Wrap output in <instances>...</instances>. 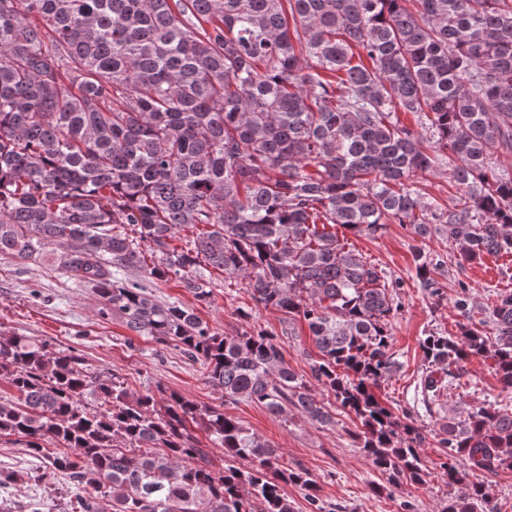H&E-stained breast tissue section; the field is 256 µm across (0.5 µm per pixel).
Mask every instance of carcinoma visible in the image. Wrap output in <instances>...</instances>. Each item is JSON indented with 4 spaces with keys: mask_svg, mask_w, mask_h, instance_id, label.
Masks as SVG:
<instances>
[{
    "mask_svg": "<svg viewBox=\"0 0 512 512\" xmlns=\"http://www.w3.org/2000/svg\"><path fill=\"white\" fill-rule=\"evenodd\" d=\"M511 155L512 0H0V256L92 289L102 317L200 361L222 398L202 405L159 383L132 394L73 349L0 336V378L16 392L0 400V439L65 448L0 485L64 476L94 490L78 512H299L293 485L326 512L307 470L280 466L281 449L224 412L242 400L321 426L339 409L389 486L422 483L423 429L376 392L397 367L400 283L336 227L439 233L460 265L511 255L512 173L498 162ZM444 163L458 190L448 206L415 181ZM415 261L436 292L433 259ZM216 275L307 323L311 380L265 331H215L143 284L173 278L204 303ZM488 322L490 334L462 324L424 338L425 391L477 358L512 391L511 290ZM438 444L440 474L466 486L441 512H496L461 463L512 468V412L450 416Z\"/></svg>",
    "mask_w": 512,
    "mask_h": 512,
    "instance_id": "carcinoma-1",
    "label": "carcinoma"
}]
</instances>
